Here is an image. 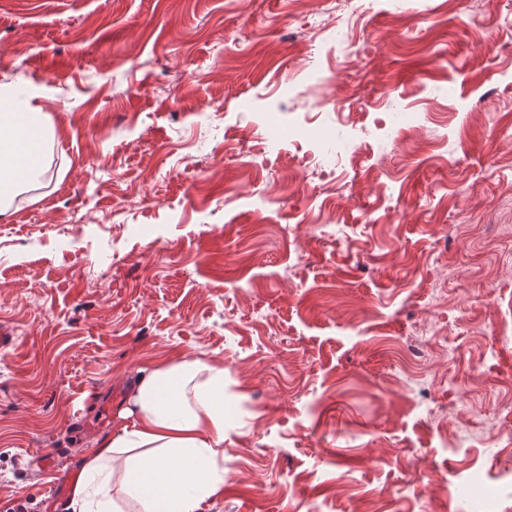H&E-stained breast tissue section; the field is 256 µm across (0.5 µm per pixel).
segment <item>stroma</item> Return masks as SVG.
Returning <instances> with one entry per match:
<instances>
[{
    "label": "stroma",
    "instance_id": "obj_1",
    "mask_svg": "<svg viewBox=\"0 0 512 512\" xmlns=\"http://www.w3.org/2000/svg\"><path fill=\"white\" fill-rule=\"evenodd\" d=\"M344 5L0 0L54 129L0 218V512L185 358L235 399L209 512H473L512 471V0Z\"/></svg>",
    "mask_w": 512,
    "mask_h": 512
}]
</instances>
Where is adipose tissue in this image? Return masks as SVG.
<instances>
[{
	"label": "adipose tissue",
	"instance_id": "obj_1",
	"mask_svg": "<svg viewBox=\"0 0 512 512\" xmlns=\"http://www.w3.org/2000/svg\"><path fill=\"white\" fill-rule=\"evenodd\" d=\"M52 137L35 97L17 101L0 84V215L35 181L39 165L30 143ZM227 396L223 365L185 359L142 371L120 413L123 425L96 440L83 458L82 481L72 492L74 512H204L224 490Z\"/></svg>",
	"mask_w": 512,
	"mask_h": 512
}]
</instances>
